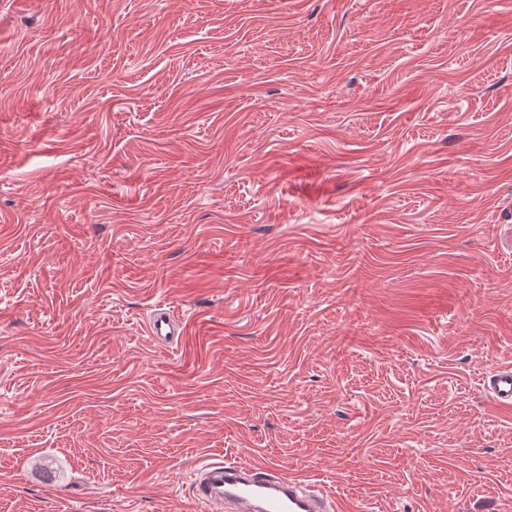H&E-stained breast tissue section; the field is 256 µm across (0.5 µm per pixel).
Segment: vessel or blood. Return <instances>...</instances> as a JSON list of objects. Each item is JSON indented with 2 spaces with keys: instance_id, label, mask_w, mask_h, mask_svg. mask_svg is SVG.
Returning a JSON list of instances; mask_svg holds the SVG:
<instances>
[{
  "instance_id": "b4317fda",
  "label": "vessel or blood",
  "mask_w": 512,
  "mask_h": 512,
  "mask_svg": "<svg viewBox=\"0 0 512 512\" xmlns=\"http://www.w3.org/2000/svg\"><path fill=\"white\" fill-rule=\"evenodd\" d=\"M188 324L169 307L154 305L145 321L150 340L177 350ZM491 401L512 406V364L484 376ZM193 501L204 512H345L342 499L297 474H286L261 461L238 462L208 458L191 475Z\"/></svg>"
}]
</instances>
